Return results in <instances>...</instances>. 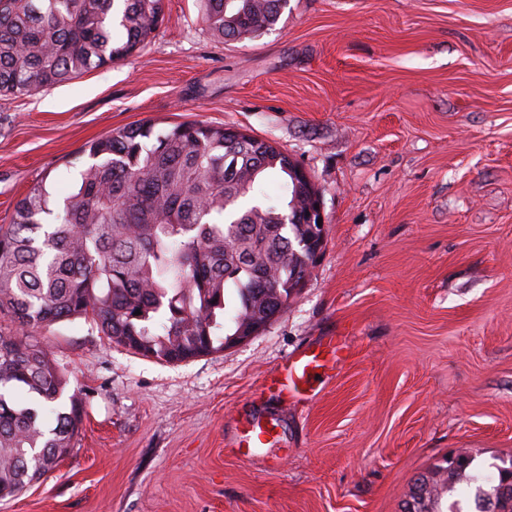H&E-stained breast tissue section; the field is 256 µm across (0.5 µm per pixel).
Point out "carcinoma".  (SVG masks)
Instances as JSON below:
<instances>
[{
  "label": "carcinoma",
  "instance_id": "cac0c4a2",
  "mask_svg": "<svg viewBox=\"0 0 512 512\" xmlns=\"http://www.w3.org/2000/svg\"><path fill=\"white\" fill-rule=\"evenodd\" d=\"M218 42L272 29L288 0H200ZM163 0H0V96L47 89L123 60L155 32ZM75 191L45 184L0 225V500L52 473L83 425L80 390L20 329L91 319L133 354L175 363L221 352L248 321L279 313L315 265L306 192L290 155L224 127L139 125L89 145ZM280 193L267 192L270 176ZM140 314H135V311ZM460 452L415 512L459 490L473 512H512V464L492 478Z\"/></svg>",
  "mask_w": 512,
  "mask_h": 512
}]
</instances>
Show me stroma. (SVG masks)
<instances>
[{
    "label": "stroma",
    "mask_w": 512,
    "mask_h": 512,
    "mask_svg": "<svg viewBox=\"0 0 512 512\" xmlns=\"http://www.w3.org/2000/svg\"><path fill=\"white\" fill-rule=\"evenodd\" d=\"M142 51L0 97V224L37 183L69 194L87 146L181 122L275 142L311 176L323 254L247 341L179 363L78 318L33 329L84 398L70 455L0 512H402L449 454L512 461V0H288L214 41L164 0ZM349 353L309 401L287 356ZM257 420L274 441L242 454Z\"/></svg>",
    "instance_id": "35a3bbf8"
}]
</instances>
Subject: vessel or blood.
<instances>
[{"label":"vessel or blood","instance_id":"vessel-or-blood-1","mask_svg":"<svg viewBox=\"0 0 512 512\" xmlns=\"http://www.w3.org/2000/svg\"><path fill=\"white\" fill-rule=\"evenodd\" d=\"M340 348L330 344L323 348L303 351L282 365L272 380V387L282 397L295 395L304 397L312 391L315 376L325 370L335 369ZM276 432L274 423L249 425L243 436V445L255 448L270 442Z\"/></svg>","mask_w":512,"mask_h":512}]
</instances>
